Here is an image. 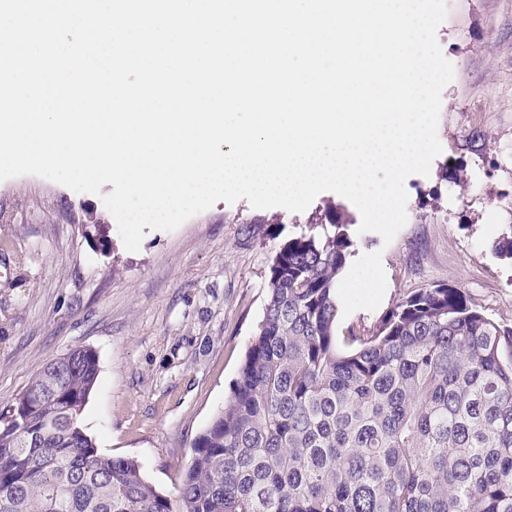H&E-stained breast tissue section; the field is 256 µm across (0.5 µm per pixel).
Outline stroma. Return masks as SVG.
Masks as SVG:
<instances>
[{
  "label": "stroma",
  "mask_w": 512,
  "mask_h": 512,
  "mask_svg": "<svg viewBox=\"0 0 512 512\" xmlns=\"http://www.w3.org/2000/svg\"><path fill=\"white\" fill-rule=\"evenodd\" d=\"M438 30L455 68L440 112L443 152L410 176L406 225L390 245L359 233L360 214L324 192L301 213L217 202L178 229L146 231L125 250L100 194L19 176L0 182V408L48 363L78 347L98 358L82 422L100 452L137 460L174 494L195 438L220 411L263 319L279 246L337 220L352 258L381 252L387 290L376 310L336 321L375 333L411 291L460 287L512 326V0H447ZM249 224L275 228L245 236Z\"/></svg>",
  "instance_id": "1"
}]
</instances>
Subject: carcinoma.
Returning a JSON list of instances; mask_svg holds the SVG:
<instances>
[{
	"instance_id": "cac0c4a2",
	"label": "carcinoma",
	"mask_w": 512,
	"mask_h": 512,
	"mask_svg": "<svg viewBox=\"0 0 512 512\" xmlns=\"http://www.w3.org/2000/svg\"><path fill=\"white\" fill-rule=\"evenodd\" d=\"M280 245L238 379L176 498L82 424L79 348L0 410V512H512V327L447 284L336 335L343 225Z\"/></svg>"
}]
</instances>
